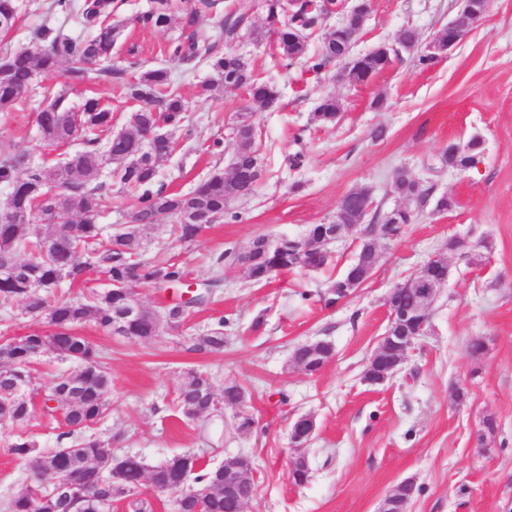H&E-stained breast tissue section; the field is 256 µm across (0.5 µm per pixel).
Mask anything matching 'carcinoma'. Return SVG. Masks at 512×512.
Returning <instances> with one entry per match:
<instances>
[{
  "mask_svg": "<svg viewBox=\"0 0 512 512\" xmlns=\"http://www.w3.org/2000/svg\"><path fill=\"white\" fill-rule=\"evenodd\" d=\"M266 25L275 37V46L284 61L294 60L305 53V38L318 30L325 14V3L320 2L310 12L301 10L298 23L288 28L282 15L281 0H265ZM217 0H195L186 12V23L196 16L217 10ZM171 0H155L151 12L142 22L162 26L170 20ZM88 35L81 39L61 38L45 28L40 33V50L4 49L0 51V109H6L24 99L27 89L34 85L38 75L55 71L61 62L69 67L65 72L66 88L51 102L36 112L38 130L51 141V146L65 148L52 164L34 163L26 153L6 154L0 158V184L9 187L6 211L14 214L31 213L40 207L47 187L60 189L52 197V205L69 215L79 214L76 235L70 228L57 229L44 238L30 240V224L0 220V261L13 265V272L0 274V300H14L22 311L33 317L44 316L53 326L49 334L32 333L15 344L0 345V427L15 428L27 423L34 415L31 398L39 392L35 388V364L45 356L74 361L78 369L58 376L49 386L46 397L56 402L49 413H60L66 419L67 430L58 435L64 440L81 432L106 415L112 394V378L100 361L94 345L77 332L86 322L112 331V323L125 312L129 301V285L139 283L164 288L181 285L186 280L183 268L170 259L143 262L137 259L142 228L151 225L162 215L177 218L185 213L201 211L210 222L224 215L237 218L226 209V187L233 188L239 198L252 194L257 184L245 173L241 177L215 171L200 181L193 191L182 194L160 188L150 191L147 186L155 181L158 163L171 156L178 140L167 137L146 139L142 132L156 123L181 130L187 104L174 86L164 68H147L136 72L134 80L125 86L126 98L135 103L129 115L131 130L118 140L101 137L112 128V109L100 99H85L76 111L65 104L66 93L83 84L86 70L97 66L106 75L120 77L122 70L112 68V51L124 30V23L114 19V0H82L79 6ZM18 21L17 0H0V32H9ZM252 28L251 4L239 0L237 7L219 22L218 34L213 39H202L193 34L176 42L169 49L172 58L185 66L209 68L210 78L199 86V95L211 97L218 86L242 88L248 95L251 112L263 110L278 99L276 85L254 74L248 60L227 54L220 42L237 40L241 33ZM350 36L346 25L334 32L323 44L322 51L312 60V69L321 71L336 59V43ZM348 77L359 82L362 76L382 69L377 54H366L350 60L343 58ZM339 104L335 97L325 96L314 119L322 124L336 121ZM237 150L231 169L250 171L259 166L257 127L254 122L240 121L235 127ZM467 149L457 152L448 147L441 155V163L459 170L471 167L483 151V140L473 136L466 142ZM112 165L111 180L123 191L136 190L130 212L131 224L119 234L107 235L97 224L101 213L108 208V192L100 181L103 166ZM394 189L399 196L415 203L414 209L395 207L376 215L371 221L379 240L414 223L416 215L430 209L447 212L456 206L454 198L442 194L435 198L431 189L424 187L404 171L396 173ZM359 192L346 194L351 201L343 209L338 221L358 224L363 218L361 208L353 198ZM91 252L106 280L120 284L118 288L94 290L88 297L57 298L34 297L35 290L52 292L62 280L72 282L85 275L81 255ZM248 277L256 282L266 281L283 269H303L302 257L294 252L279 264L268 258L262 249V238L253 240L250 262L246 265ZM159 329L152 310L133 324L130 335L135 339L157 337ZM188 350L212 353L224 349V321L203 336H192ZM243 403L242 390L237 384H228L216 391L210 378L190 371L181 384L178 404L182 415L196 420L204 414L220 412L224 406ZM8 452L21 465L29 468L34 480L58 479L87 491L88 496L77 499L43 498L34 489L18 492L8 502V512H112V488L109 475L98 469L97 463L112 459V446L93 436L70 444H63L51 453H42L36 444L18 434L7 442ZM125 491L121 497L128 501L133 512H148L149 503L139 497L141 486L148 482L159 493L177 495V512H240V503L234 497L224 496V487L216 484L217 469L199 464V457L191 452L178 454L157 467L153 478H148V467L135 453L122 456Z\"/></svg>",
  "mask_w": 512,
  "mask_h": 512,
  "instance_id": "cac0c4a2",
  "label": "carcinoma"
}]
</instances>
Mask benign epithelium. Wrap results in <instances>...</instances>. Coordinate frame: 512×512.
Segmentation results:
<instances>
[{"instance_id": "benign-epithelium-1", "label": "benign epithelium", "mask_w": 512, "mask_h": 512, "mask_svg": "<svg viewBox=\"0 0 512 512\" xmlns=\"http://www.w3.org/2000/svg\"><path fill=\"white\" fill-rule=\"evenodd\" d=\"M463 8L459 16L448 24V42L442 44L439 38L442 32H437L427 43L425 51L438 57L455 47L463 35L468 32L471 25L483 16L489 6V0H482L483 6L479 10L471 8V0H462ZM348 0H338L333 13L349 16V12L358 11L361 20H366L372 8V0H357V4L349 9ZM349 229L347 224H324L321 226L317 238L304 246L306 251H316L323 257H331L329 245L336 242ZM450 268L447 257L436 255L428 259L412 276L404 282L390 289L386 297L388 313V326L373 351L363 373V379L369 384H383L392 379L402 370L408 354L414 349L416 342L428 333L431 307L440 292L448 283ZM411 290L415 295L414 308L402 310L396 303L397 295L405 290ZM145 310L137 299L130 298L123 318L112 325V334L126 336L129 325L140 318ZM303 357L298 364L303 370L315 375L323 370L332 358V350L327 343L315 341L300 347ZM316 431L315 419L310 415L299 417L289 429V440L292 447L301 451V454L290 464L289 477H297L299 484H304L309 473V463L303 451ZM253 469L252 462L247 457H236L224 460V492L236 493L240 496L242 504H247L256 494V488L245 485L242 472ZM417 491L412 480H404L397 484L384 498L378 512H408L411 499Z\"/></svg>"}]
</instances>
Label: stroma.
<instances>
[{
	"label": "stroma",
	"instance_id": "obj_1",
	"mask_svg": "<svg viewBox=\"0 0 512 512\" xmlns=\"http://www.w3.org/2000/svg\"><path fill=\"white\" fill-rule=\"evenodd\" d=\"M236 2L221 0L217 12L191 24L178 13L162 26L141 21L153 0L120 2L116 17L126 27L113 67L135 61L166 68L187 103L182 144L159 163L155 187L187 193L208 173L230 169L237 149L233 128L248 106L245 90L222 88L199 97L209 69H187L167 49L190 30L213 32ZM18 4L19 19L0 35V50L37 42L46 27L74 39L86 35L77 12L52 9V0ZM459 10V0H374L353 52L385 46L392 63L365 84L344 77L340 63L320 73L310 67L337 24L333 17L286 67L270 40L247 35L229 45L279 91L277 102L254 116L261 180L193 245L177 240L168 216L142 232L141 259L166 257L181 264L188 281L215 279L219 285L179 327L164 328L151 341L115 336L92 322L80 326L112 375L108 414L90 435L111 441L115 453L139 454L150 466L187 451L213 465L249 457L257 491L245 512H377L405 479L418 488L408 512H512V0H490L456 47L421 65L426 44ZM405 26L419 34L411 51L394 40ZM64 83L63 70L41 74L23 102L0 111V155L22 151L37 162L46 157L34 113L47 91ZM329 94L339 103V117L325 126L313 114ZM92 96L108 100L114 130L127 129L132 104L123 80L89 69L69 98L77 103ZM475 135L483 151L474 167L440 165L448 143ZM401 170L433 195L453 196L457 205L445 213L425 212L398 239L379 242L371 278L335 306H326L325 297L355 257L360 228L332 245L320 270L257 283L240 264L222 262L225 251L244 252L257 237L297 238L311 225L332 223L339 201L353 190L368 191L379 213L402 205L393 187ZM453 236L484 241L482 258L449 255L448 285L432 307L428 335L393 380L366 384L363 371L387 326L389 290L445 251ZM219 322L223 351H188V337ZM475 338L486 345L482 354L470 350ZM316 340L331 342L334 357L310 375L291 354ZM191 370L208 373L216 389L235 383L245 392L241 408L206 419L204 434L175 401ZM241 412L254 420L246 433L234 428ZM302 415L313 416L317 429L305 450L311 477L296 486L288 479L295 455L288 429ZM489 417L496 431L478 444ZM12 436L11 429L0 428V512L33 481L7 449Z\"/></svg>",
	"mask_w": 512,
	"mask_h": 512
}]
</instances>
